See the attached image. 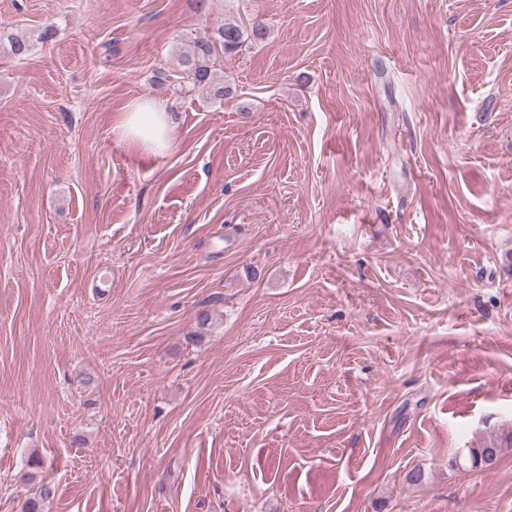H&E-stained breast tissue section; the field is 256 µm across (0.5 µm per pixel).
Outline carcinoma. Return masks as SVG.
I'll return each mask as SVG.
<instances>
[{
    "label": "carcinoma",
    "mask_w": 512,
    "mask_h": 512,
    "mask_svg": "<svg viewBox=\"0 0 512 512\" xmlns=\"http://www.w3.org/2000/svg\"><path fill=\"white\" fill-rule=\"evenodd\" d=\"M267 28L263 21H254L250 28L235 22H224L211 33L196 38L190 47L180 54L182 79L195 87H206L213 80V64L217 48L226 53L238 51L247 41H261L266 38ZM501 449L495 446L468 449L467 460L471 466L491 467L497 460ZM52 487L42 486L39 495L28 498L23 512H44V503L51 496Z\"/></svg>",
    "instance_id": "obj_1"
}]
</instances>
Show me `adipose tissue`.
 Wrapping results in <instances>:
<instances>
[{"label": "adipose tissue", "instance_id": "adipose-tissue-1", "mask_svg": "<svg viewBox=\"0 0 512 512\" xmlns=\"http://www.w3.org/2000/svg\"><path fill=\"white\" fill-rule=\"evenodd\" d=\"M175 126L173 117L158 100H136L128 105L113 126L118 138L128 147L155 153L171 150Z\"/></svg>", "mask_w": 512, "mask_h": 512}]
</instances>
